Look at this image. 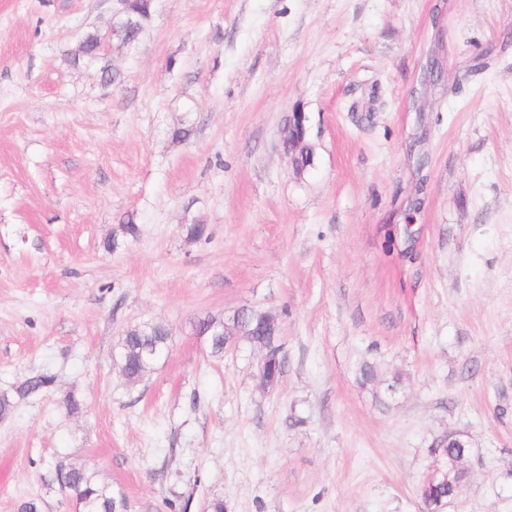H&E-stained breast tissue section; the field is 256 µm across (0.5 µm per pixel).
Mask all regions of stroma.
I'll return each mask as SVG.
<instances>
[{
    "instance_id": "stroma-1",
    "label": "stroma",
    "mask_w": 512,
    "mask_h": 512,
    "mask_svg": "<svg viewBox=\"0 0 512 512\" xmlns=\"http://www.w3.org/2000/svg\"><path fill=\"white\" fill-rule=\"evenodd\" d=\"M118 7L0 0V392L55 377L0 419V512H75L56 459L129 512H428L451 434L439 512H512V0H154L78 59ZM245 305L280 325L270 387L195 332ZM144 322L170 350L132 385ZM126 8L112 25V41L125 46L136 43L151 16L152 0H118ZM122 8V10H123ZM288 123V136L286 138L287 143L294 149H303L307 147L306 133L307 128L305 124L306 117L304 113L295 112L290 116ZM170 334L164 325L128 328L118 341L117 357L123 376L138 383L168 354ZM54 379V376L47 373L38 374L26 379L14 389V392L18 400L39 395L53 385ZM466 453V445L452 439H448L439 448H434V454L440 458V461L451 465V468L447 470L442 469V472L434 480L428 482L437 471L436 468L427 480V486L424 485L422 489V499L428 505L430 511L442 507L448 500L454 497L457 485L463 477V471L453 469L465 457Z\"/></svg>"
}]
</instances>
